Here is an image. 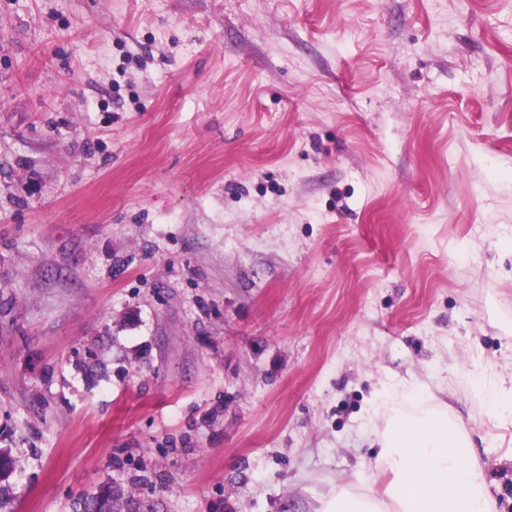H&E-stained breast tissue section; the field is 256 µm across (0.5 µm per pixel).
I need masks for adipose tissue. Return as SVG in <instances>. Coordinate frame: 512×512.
<instances>
[{
	"mask_svg": "<svg viewBox=\"0 0 512 512\" xmlns=\"http://www.w3.org/2000/svg\"><path fill=\"white\" fill-rule=\"evenodd\" d=\"M419 393L420 410H405L409 388L401 384L387 406L369 415L383 422L376 431L378 468L389 477L383 492L340 486L316 512H490L485 467L469 435L449 425L429 386Z\"/></svg>",
	"mask_w": 512,
	"mask_h": 512,
	"instance_id": "obj_1",
	"label": "adipose tissue"
}]
</instances>
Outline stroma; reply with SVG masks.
<instances>
[{
  "label": "stroma",
  "mask_w": 512,
  "mask_h": 512,
  "mask_svg": "<svg viewBox=\"0 0 512 512\" xmlns=\"http://www.w3.org/2000/svg\"><path fill=\"white\" fill-rule=\"evenodd\" d=\"M487 364L512 0H0V512H314L397 381L512 512Z\"/></svg>",
  "instance_id": "stroma-1"
}]
</instances>
